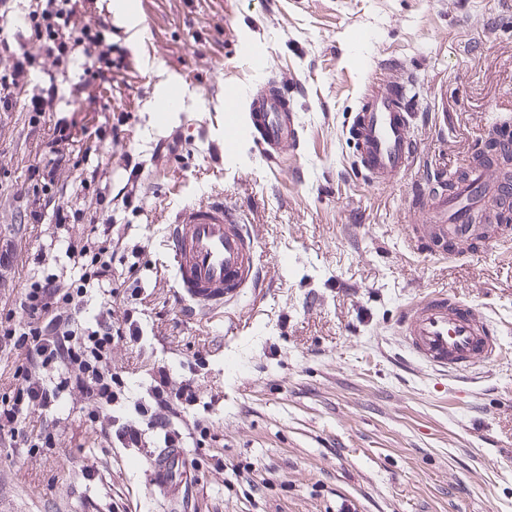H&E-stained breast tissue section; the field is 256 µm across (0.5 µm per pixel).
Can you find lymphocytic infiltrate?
<instances>
[{
	"label": "lymphocytic infiltrate",
	"instance_id": "lymphocytic-infiltrate-1",
	"mask_svg": "<svg viewBox=\"0 0 512 512\" xmlns=\"http://www.w3.org/2000/svg\"><path fill=\"white\" fill-rule=\"evenodd\" d=\"M10 0H0V70L7 79L0 85V112L23 106L42 116L57 111L59 84L68 75L67 63L75 51H82L84 73L88 80L108 81L112 72L110 27L92 29L76 26V0H37L23 28H16L9 10ZM39 42L47 58L57 67L47 86L34 85L33 61L17 46L15 32ZM93 247H80L67 239L59 246L73 258L81 270L77 282L64 286L56 274L37 273L20 290L19 310L25 319H16V311L0 312V347L25 350L28 362L15 367L17 386L9 402L0 404V438L23 437L26 442L44 444L42 431L25 432L18 423L23 411L44 408L67 390L75 388L85 404L102 410L112 404L113 375L107 360L114 340L122 338L124 327L113 321L111 311L93 304L89 289L111 292L114 272L136 277L137 264L125 260L119 245L112 241L109 225H93ZM40 365L51 373L53 388L32 383L31 365Z\"/></svg>",
	"mask_w": 512,
	"mask_h": 512
}]
</instances>
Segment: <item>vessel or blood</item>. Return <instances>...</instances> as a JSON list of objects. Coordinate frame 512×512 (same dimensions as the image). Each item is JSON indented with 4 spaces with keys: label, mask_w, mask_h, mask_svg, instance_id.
Returning <instances> with one entry per match:
<instances>
[{
    "label": "vessel or blood",
    "mask_w": 512,
    "mask_h": 512,
    "mask_svg": "<svg viewBox=\"0 0 512 512\" xmlns=\"http://www.w3.org/2000/svg\"><path fill=\"white\" fill-rule=\"evenodd\" d=\"M294 85L268 74L251 89L242 118L234 104L218 146L221 159H235L240 137L253 144L256 156L269 164L297 154L300 123L293 105ZM419 101L414 78L405 63L388 57L370 72L346 126L355 171L371 184L389 188L411 171L419 144L412 135ZM494 203L496 216H512V175L481 160L464 168L453 188H421L413 199L418 222L409 225L411 244L446 255L474 209ZM257 230L245 223L241 209L224 196L186 203L170 216L161 241L164 264L173 288L188 313L223 308L245 290L263 287ZM396 331L417 360L432 369L461 375L492 362L501 346L485 311L477 304L431 293L406 305ZM155 486L167 495L181 491L190 468L178 448H163L149 457Z\"/></svg>",
    "instance_id": "b4317fda"
}]
</instances>
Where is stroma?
Here are the masks:
<instances>
[{
  "mask_svg": "<svg viewBox=\"0 0 512 512\" xmlns=\"http://www.w3.org/2000/svg\"><path fill=\"white\" fill-rule=\"evenodd\" d=\"M497 2L138 0L144 22L115 30L112 80L83 85L71 138L23 108L0 120V302L13 305L41 271L77 279L56 243L85 244L96 224L111 225L143 267L138 282L116 276L111 295H94L114 321L130 315L142 330L112 344L109 367L123 381L111 410L89 426L75 390L60 407L24 412L53 445L0 442V512H512V221L446 258L405 238L415 180L444 188L492 127L512 126V22L499 20ZM238 41L260 44L261 61L235 51ZM386 55L407 63L422 109L416 166L393 188L359 180L344 133ZM272 69L302 83L299 154L269 165L245 141L237 159L217 160L225 96L244 102ZM172 83L191 105L156 122ZM89 110L122 125L112 144L83 135ZM175 138L173 154L165 144ZM55 153L68 165L50 194L33 196L32 172ZM138 163L149 195L127 207L117 194ZM80 171L90 188H78ZM104 182L112 203L90 207ZM215 192L256 225L268 286L193 322L155 245L172 210ZM33 207L43 223L21 224ZM77 209L83 218L71 221ZM427 290L487 306L499 323L504 355L477 368V382L437 376L399 346L398 312ZM162 367L196 395L168 430L193 419L207 432L185 450L198 468L174 499L146 464L168 431L147 419L167 415L154 404ZM129 426L141 441L125 448L118 435Z\"/></svg>",
  "mask_w": 512,
  "mask_h": 512,
  "instance_id": "1",
  "label": "stroma"
}]
</instances>
